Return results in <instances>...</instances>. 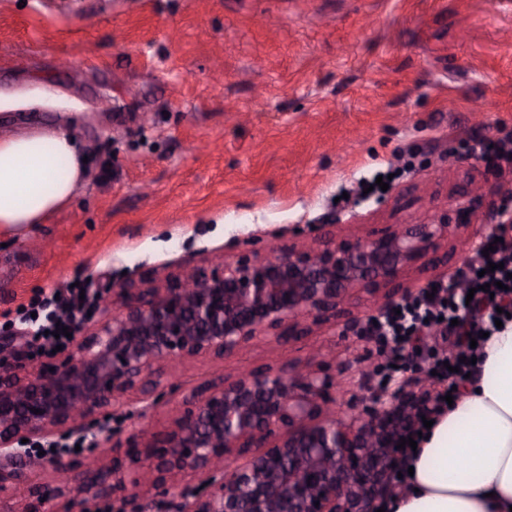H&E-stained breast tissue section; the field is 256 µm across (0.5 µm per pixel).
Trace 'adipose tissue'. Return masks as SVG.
Here are the masks:
<instances>
[{
    "instance_id": "1",
    "label": "adipose tissue",
    "mask_w": 512,
    "mask_h": 512,
    "mask_svg": "<svg viewBox=\"0 0 512 512\" xmlns=\"http://www.w3.org/2000/svg\"><path fill=\"white\" fill-rule=\"evenodd\" d=\"M71 130L0 137V236L66 207L87 174ZM390 512H512V321L484 343L461 394L409 461Z\"/></svg>"
}]
</instances>
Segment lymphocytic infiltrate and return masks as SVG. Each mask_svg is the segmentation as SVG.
<instances>
[{"mask_svg": "<svg viewBox=\"0 0 512 512\" xmlns=\"http://www.w3.org/2000/svg\"><path fill=\"white\" fill-rule=\"evenodd\" d=\"M491 234L498 239L495 251L479 257L468 273L437 282L434 296L418 293L401 305L399 312L373 325L374 335L392 342L394 365L404 362L408 341L435 332L446 336L451 347L447 358L435 359L432 364L438 379L453 387L472 371L476 351L470 346L471 339L494 332L500 312L512 313V225L495 224ZM488 283L494 285V293L484 292ZM96 300L94 292H82L74 285L60 290L58 296L39 299L37 306L44 319L38 329L44 332L45 342L55 343L58 326L76 331L78 315L88 313Z\"/></svg>", "mask_w": 512, "mask_h": 512, "instance_id": "obj_1", "label": "lymphocytic infiltrate"}]
</instances>
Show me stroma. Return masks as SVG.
Masks as SVG:
<instances>
[{
  "label": "stroma",
  "instance_id": "obj_1",
  "mask_svg": "<svg viewBox=\"0 0 512 512\" xmlns=\"http://www.w3.org/2000/svg\"><path fill=\"white\" fill-rule=\"evenodd\" d=\"M66 125L89 171L72 202L0 246V337L34 366L20 312L91 280L99 292L156 281L251 247L285 248L357 214L350 235L410 224L480 178L461 141L512 130V0H0V136ZM411 163L380 199L333 198ZM445 246L417 285L468 269ZM334 321L280 343L173 363L165 397L129 396L103 456L172 427L204 386L335 349L323 373L340 413L375 339Z\"/></svg>",
  "mask_w": 512,
  "mask_h": 512
}]
</instances>
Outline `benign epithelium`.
I'll list each match as a JSON object with an SVG mask.
<instances>
[{
	"mask_svg": "<svg viewBox=\"0 0 512 512\" xmlns=\"http://www.w3.org/2000/svg\"><path fill=\"white\" fill-rule=\"evenodd\" d=\"M485 191L472 182L424 221L376 237L329 230L311 244L219 258L161 285L112 289L101 299L102 319L56 363L22 371L0 360V494L28 480L35 441L83 428L133 393L153 405L172 362L229 356L269 336L286 341L338 311L341 338L362 339L353 309L363 295L370 322L408 297L405 273L473 225ZM366 380L358 381L354 413L343 417L328 398L339 376L297 364L243 372L205 388L170 430L125 454L158 495L187 475L201 477V488L175 495L170 512H374L395 490L400 439L435 415V393L418 373L376 389ZM49 466L54 477L23 501H4L3 512H41L49 500L63 501V512H101L121 471L119 461L96 455L77 473L62 457Z\"/></svg>",
	"mask_w": 512,
	"mask_h": 512,
	"instance_id": "7a95c632",
	"label": "benign epithelium"
}]
</instances>
